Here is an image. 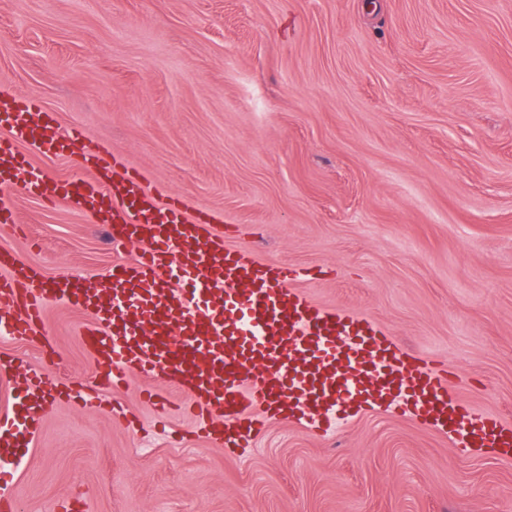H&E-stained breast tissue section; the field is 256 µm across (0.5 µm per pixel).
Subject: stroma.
Masks as SVG:
<instances>
[{"mask_svg":"<svg viewBox=\"0 0 512 512\" xmlns=\"http://www.w3.org/2000/svg\"><path fill=\"white\" fill-rule=\"evenodd\" d=\"M0 93L237 225L255 259L314 269L312 301L447 360L453 390L512 422V0H0ZM5 198L20 223L0 246L47 277L99 284L121 260L104 218ZM90 320L57 302L52 348L0 338L102 398L46 394L5 466L20 512H512V456L382 410L229 452L174 404L170 446L143 380L102 382Z\"/></svg>","mask_w":512,"mask_h":512,"instance_id":"35a3bbf8","label":"stroma"}]
</instances>
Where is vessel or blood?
I'll return each instance as SVG.
<instances>
[{
    "label": "vessel or blood",
    "mask_w": 512,
    "mask_h": 512,
    "mask_svg": "<svg viewBox=\"0 0 512 512\" xmlns=\"http://www.w3.org/2000/svg\"><path fill=\"white\" fill-rule=\"evenodd\" d=\"M0 124L11 132L0 143V188L107 216L117 226L113 248L140 243L134 259L113 265L106 302L96 288L45 286L39 270L1 247L0 335H42L52 299L89 312L94 322L81 338L105 361L113 386L134 372L147 381L171 379L200 431L227 448L251 447L273 421L323 437L342 421L385 408L448 434L454 447L512 451V424L452 392L447 362L410 353L372 319L321 308L297 292L307 269L226 247L223 235L207 233L208 212L190 217L179 202L160 203L136 177L112 174L96 151L82 156L91 177L81 185L37 171L29 151L65 155L84 136L77 127L59 134L38 97L0 95ZM22 372L19 422L0 425L1 460L26 455L36 392H67Z\"/></svg>",
    "instance_id": "b4317fda"
}]
</instances>
